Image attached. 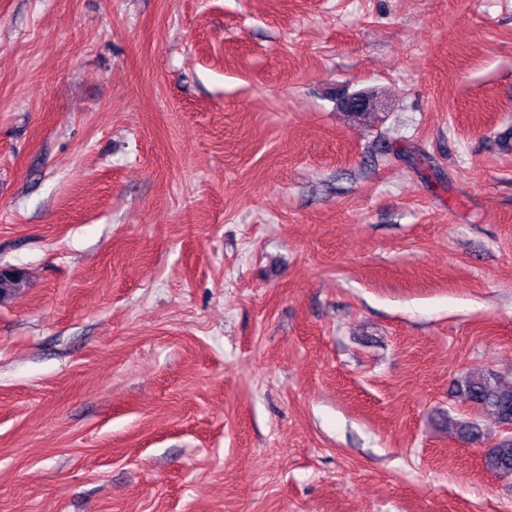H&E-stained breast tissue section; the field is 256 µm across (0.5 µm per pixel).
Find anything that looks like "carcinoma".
<instances>
[{
	"label": "carcinoma",
	"mask_w": 512,
	"mask_h": 512,
	"mask_svg": "<svg viewBox=\"0 0 512 512\" xmlns=\"http://www.w3.org/2000/svg\"><path fill=\"white\" fill-rule=\"evenodd\" d=\"M26 286V277L17 279L0 277V303L10 301ZM455 394L461 400L493 417L499 425L512 422V381L500 376L482 372L468 371L456 382ZM453 425L457 435L464 441L483 442V430L474 419L454 420L446 418ZM485 465L488 470L502 476L512 477V438L500 436L487 449Z\"/></svg>",
	"instance_id": "1"
}]
</instances>
